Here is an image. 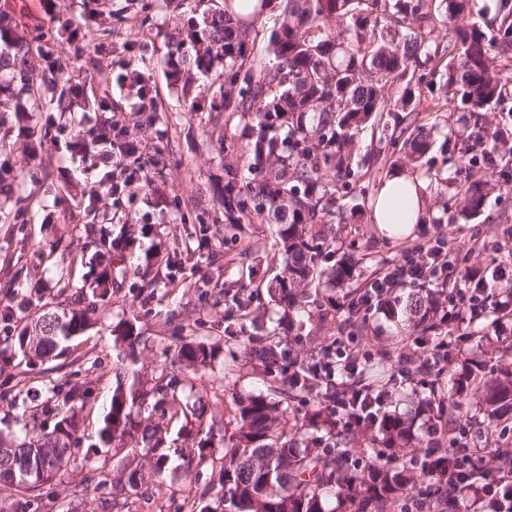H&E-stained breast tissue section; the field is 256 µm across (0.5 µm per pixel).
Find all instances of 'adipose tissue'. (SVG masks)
<instances>
[{"label": "adipose tissue", "instance_id": "adipose-tissue-1", "mask_svg": "<svg viewBox=\"0 0 512 512\" xmlns=\"http://www.w3.org/2000/svg\"><path fill=\"white\" fill-rule=\"evenodd\" d=\"M426 186L413 175L397 174L385 180L371 201V220L386 237L410 234L424 209Z\"/></svg>", "mask_w": 512, "mask_h": 512}]
</instances>
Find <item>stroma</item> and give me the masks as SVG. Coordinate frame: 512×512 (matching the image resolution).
Wrapping results in <instances>:
<instances>
[{
    "instance_id": "1",
    "label": "stroma",
    "mask_w": 512,
    "mask_h": 512,
    "mask_svg": "<svg viewBox=\"0 0 512 512\" xmlns=\"http://www.w3.org/2000/svg\"><path fill=\"white\" fill-rule=\"evenodd\" d=\"M147 2L149 10L144 13L139 7H126L125 0H112L113 8H125L126 14L115 27L116 48L111 61L116 70L125 66L144 69L157 89L161 102L158 118L153 126L140 130L139 138L147 147V157L162 153L166 163L162 173L155 175L149 188L115 195L99 166L73 159L62 147L43 158V166L51 174L48 181H36L26 174L17 182L0 183V314L9 307L30 318L45 304L85 307L82 288L98 273L93 260L97 243L87 238L82 225L73 219L79 202L96 199L100 209L116 215V222L106 230L114 247L123 253L128 269L127 275H115L111 296L93 312V324L79 346L80 357L26 366L13 337L5 334L6 322L0 317V432L6 434L25 425L36 427L47 419L53 402L43 398L35 401L30 396L41 382L52 381L62 394L79 384L85 390L88 411L75 452L90 458L82 473L44 485L36 498L0 483V512H181L189 489L200 490L210 483L212 472L207 465L199 467L190 481L173 471L160 483L145 480L142 488L129 496L126 507H111L112 482L127 451L100 447L97 431L119 366L117 356L122 347L113 328L120 321L137 322L143 340L133 369L144 377L158 376L161 354L174 344V321L191 325L197 337L218 343L211 365L201 370L200 377L206 389L204 398L221 408L226 429L234 427L233 389L265 396L272 393L269 379L242 365L239 340L247 333L269 342V330L279 317L266 290L279 271L274 255L275 227L259 220L250 225L244 240L231 241L225 239L223 225L182 221L183 202L197 197L210 214L223 213L209 192L211 185L224 177L216 144L223 130L207 126L204 113L188 109L186 86L212 95L209 78L198 73L192 83L176 82L168 78L164 68L143 65L139 45H149L160 53L165 42L178 35L176 20L162 0ZM416 71L425 81L419 89L418 109L423 121L435 127L434 146L417 165L404 158L394 159L386 142L364 134L356 145L360 166L352 183L354 195L364 202H371L377 186L396 170L416 174L430 167L464 180L468 160L477 152L475 134L486 127L512 126V68L503 72L508 88L496 108L471 114L464 123L441 90L446 79L444 67L420 62ZM504 171L512 173V152L508 150L483 170L492 189L475 221L422 223L403 238L380 235L367 214L337 225L340 245L351 246L362 260L361 286H368L379 267L397 263L406 250L436 238L446 242L449 259L467 252L471 263L504 266L512 271V195L499 187ZM20 195L35 201L28 223H3V216ZM128 224L148 225L151 232L139 237L137 246L126 247L124 227ZM203 238L209 242L205 251L197 248ZM186 248L194 252L192 264L160 268L154 287H138L134 269L143 265L146 253ZM212 249L224 255L223 275H216L209 265L208 252ZM54 266L67 268L64 284L53 281L50 269ZM171 279L182 283L172 293L166 288ZM244 309L251 312L253 324H240L238 316ZM319 314L315 305L297 310L294 318L303 325L301 335L279 336V344L296 352L323 351L334 332L330 326H319ZM367 321V335L354 339L358 354H370L373 360L393 367L395 324L380 313L368 314Z\"/></svg>"
}]
</instances>
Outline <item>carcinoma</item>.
Wrapping results in <instances>:
<instances>
[{"mask_svg":"<svg viewBox=\"0 0 512 512\" xmlns=\"http://www.w3.org/2000/svg\"><path fill=\"white\" fill-rule=\"evenodd\" d=\"M164 2L183 21V32L152 63L175 79L187 67L218 81L207 112L208 119L224 129L218 140L224 181L213 186V195L236 237L265 216L274 219L283 268L270 286V296L283 310L288 331L303 328L288 312L326 287L340 290L324 302V310L333 311L334 329L349 336L363 333L367 325L359 309L361 293L352 287L359 278V260L344 253L334 265H322L338 251L333 225L350 220L339 200L350 191L359 168L355 143L366 128H379L391 88L407 78L412 63L420 59L437 65L448 59L443 62L448 72L443 90L453 92L470 113L492 111L507 91L495 60L512 59V0H497V33L491 37L465 22L476 0H224V5L214 4L199 16L186 15L187 0ZM123 12L112 9V0H78L77 14L50 13L21 33L0 5V73L8 72L0 77V97L13 102L0 109V155H10L17 146L9 140L8 114L23 112L31 124L19 132L32 154L53 153L72 128L75 133L66 142L72 155L84 161L113 153L128 161L137 180L149 181L141 175L136 149L114 124L89 132L80 128L73 110L78 105L86 111H112L116 85L134 92L135 112L159 111L157 90L144 72L124 68L114 74L102 64L112 55V29ZM266 13L275 16L268 33L257 25ZM443 20L448 23V41L435 44L434 33ZM261 42L266 60L256 52ZM62 43L69 45L73 60L69 72L56 53ZM45 91L63 120L51 114L36 119L44 111ZM413 96L414 91H406L394 119L399 135L389 141L392 148L400 145L419 161L430 150L431 130L419 124V113L410 109ZM511 140L508 127L479 134V161L472 167L492 163ZM429 187L440 196L453 188L450 199L460 201V215L466 220L481 216L492 189L475 174L463 184L436 174ZM30 204L28 196L17 198L12 223H27ZM78 220L91 237L102 234L101 224L111 217L90 199L81 206ZM95 259L107 274L93 280L84 298L98 302L112 294L110 272L123 258L105 246ZM455 288L450 276L439 288L390 292L383 314L389 319L402 315L416 335L431 340L446 336L451 346L463 337L442 319L441 307ZM482 318L481 310L469 319V338L482 353L459 363L448 361V395H443L436 377L421 391L419 403L427 409L424 428L413 413L389 410L370 417L358 411L356 387H313L319 358L312 351L291 357L277 344L248 341L243 345L244 364L273 374L286 360L292 372L273 378L282 383L277 402L248 392L234 397L236 427L222 438L220 452L209 439L222 431L223 417L208 411L201 395L190 405L181 398L192 375L211 362L214 348L185 334L187 326L180 324L174 332L181 344L164 350L160 373L152 382L135 373H115L109 409L98 429L103 446L116 443L129 449L112 484L114 496L138 490L145 479V461L154 480H164L171 454L179 452L166 446V434L178 422L185 441L203 436L182 458L184 474L210 465L218 474L221 493V510L204 503L210 493L205 488L185 500L188 512H397L410 488L422 482L435 492L424 512H443L448 491L461 480L465 455V449L456 446L454 426L469 409L481 415L477 438L488 454L474 485L512 477V448L492 447L493 433L512 422V346H499L500 325L485 324ZM90 325L85 310L48 308L16 329L15 343L28 362H43L70 352ZM116 338L125 345L121 361L136 362L142 337L135 323L124 321ZM362 381L381 404L396 401L402 392L374 365ZM313 392L321 403L302 423H290L288 404ZM338 401L345 407L339 419L323 407ZM85 404L84 391L75 387L58 401V419L42 434L25 427L19 435L1 438L6 455L0 458V481L19 490L24 485L37 489L86 467L89 457L71 453V445L80 439ZM322 430L334 439L332 445L318 435ZM423 440L426 450L414 467L409 460ZM377 445L388 449L385 459L371 470L356 468V458Z\"/></svg>","mask_w":512,"mask_h":512,"instance_id":"1","label":"carcinoma"}]
</instances>
